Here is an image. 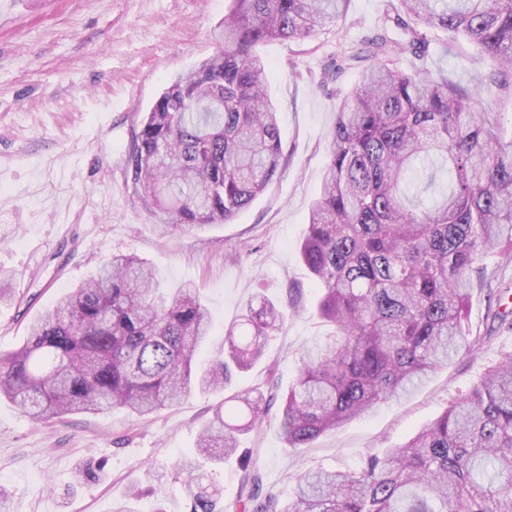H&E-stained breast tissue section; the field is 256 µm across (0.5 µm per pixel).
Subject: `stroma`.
Returning <instances> with one entry per match:
<instances>
[{
  "instance_id": "obj_1",
  "label": "stroma",
  "mask_w": 512,
  "mask_h": 512,
  "mask_svg": "<svg viewBox=\"0 0 512 512\" xmlns=\"http://www.w3.org/2000/svg\"><path fill=\"white\" fill-rule=\"evenodd\" d=\"M227 0H0V353L19 348L27 325L115 253H133L163 287L195 283L215 324L219 350L257 294L286 315L265 357L235 376L233 391L277 386L286 394L303 347L324 342L317 291L300 257L309 210L322 185L336 107L358 70L324 79L332 58L373 35L384 0H350L337 25L302 40H273L260 54L278 110L282 160L264 192L229 223L160 236L126 187L125 156L141 119L178 72L210 56ZM430 68L468 85L480 63L467 43L443 53L429 32ZM512 257L488 260L470 295L468 325L481 348L454 356L405 397L376 406L307 448H291L272 402L260 431L239 437L257 449L267 491L287 501L306 467L355 469L369 452L402 444L477 383L512 330L494 321L512 310ZM192 392L148 420L115 409L37 425L0 400V485L9 512H112V503L151 467L166 468L165 512H189L175 465L195 456L201 425L222 401ZM99 480L76 483L85 465Z\"/></svg>"
}]
</instances>
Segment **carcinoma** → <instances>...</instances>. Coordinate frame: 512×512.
Returning a JSON list of instances; mask_svg holds the SVG:
<instances>
[{
    "mask_svg": "<svg viewBox=\"0 0 512 512\" xmlns=\"http://www.w3.org/2000/svg\"><path fill=\"white\" fill-rule=\"evenodd\" d=\"M350 0H229L214 54L179 74L145 113L125 158L127 188L162 236L227 223L278 174L282 145L267 71L256 47L304 39L345 15ZM472 44L498 64L467 88L428 68L426 30ZM409 54L412 69L397 57ZM358 69L339 103L323 187L301 258L320 293L326 342L304 349L296 384L281 398L291 448L406 393L484 337L466 330L479 265L512 252V137L487 98L512 99V0H387L383 23L333 60L323 78ZM422 192L450 175L429 209L406 182L423 166ZM284 315L249 305L207 365L212 336L197 289L160 287L139 257L114 255L0 355V398L36 424L114 408L146 417L190 392L223 391L260 360ZM268 393L224 398L199 432L198 457L176 465L190 512H215L220 491L202 470L262 426ZM129 485L112 512H135ZM233 512H512V354L409 441L348 471L297 475L284 505L261 470L242 465Z\"/></svg>",
    "mask_w": 512,
    "mask_h": 512,
    "instance_id": "obj_1",
    "label": "carcinoma"
}]
</instances>
